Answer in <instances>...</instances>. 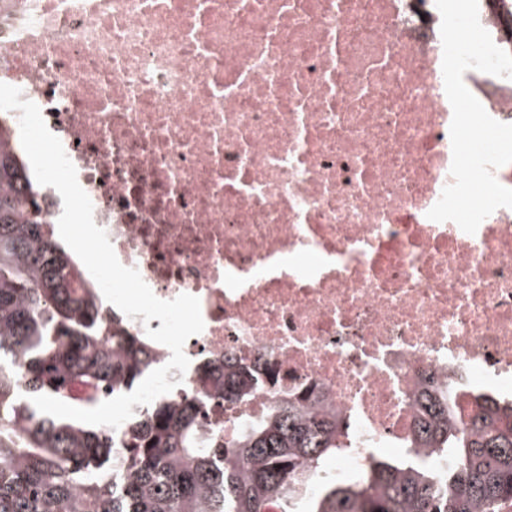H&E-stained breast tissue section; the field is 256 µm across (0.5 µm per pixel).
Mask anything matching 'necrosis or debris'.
Instances as JSON below:
<instances>
[{
	"label": "necrosis or debris",
	"instance_id": "necrosis-or-debris-1",
	"mask_svg": "<svg viewBox=\"0 0 512 512\" xmlns=\"http://www.w3.org/2000/svg\"><path fill=\"white\" fill-rule=\"evenodd\" d=\"M496 45L512 0H479ZM434 0H0V83L41 110L120 263L191 294L205 364L257 367L213 401L214 447L281 397L345 446L308 494L403 453L426 378L512 394V208L427 217L451 183ZM469 91L512 123V79Z\"/></svg>",
	"mask_w": 512,
	"mask_h": 512
}]
</instances>
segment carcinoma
I'll list each match as a JSON object with an SVG mask.
<instances>
[{
  "label": "carcinoma",
  "instance_id": "cac0c4a2",
  "mask_svg": "<svg viewBox=\"0 0 512 512\" xmlns=\"http://www.w3.org/2000/svg\"><path fill=\"white\" fill-rule=\"evenodd\" d=\"M13 132L0 116V512H297L347 424L275 401L228 448H210L201 415L212 398L240 403L263 387L251 370L224 380L203 367L181 391L119 429L57 419L30 400L48 394L90 409L154 368L151 346L118 320L105 326L93 288L75 295L76 264L60 243ZM418 405L411 448L448 455L376 457L362 474L322 487L307 512H505L512 508V398L435 383Z\"/></svg>",
  "mask_w": 512,
  "mask_h": 512
}]
</instances>
